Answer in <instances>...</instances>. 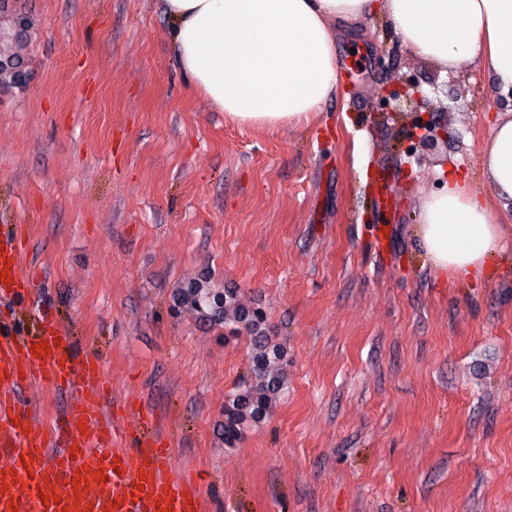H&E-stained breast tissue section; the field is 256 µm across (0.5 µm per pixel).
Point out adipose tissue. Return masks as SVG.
<instances>
[{"label":"adipose tissue","instance_id":"adipose-tissue-1","mask_svg":"<svg viewBox=\"0 0 512 512\" xmlns=\"http://www.w3.org/2000/svg\"><path fill=\"white\" fill-rule=\"evenodd\" d=\"M176 63L226 121L295 128L335 95L336 23L384 14L413 54L444 69L482 63L512 88V0H164ZM496 197L512 201V117L482 148ZM416 234L436 276L475 284L503 249L481 191L448 177L424 197Z\"/></svg>","mask_w":512,"mask_h":512}]
</instances>
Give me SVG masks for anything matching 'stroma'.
I'll return each mask as SVG.
<instances>
[{"mask_svg":"<svg viewBox=\"0 0 512 512\" xmlns=\"http://www.w3.org/2000/svg\"><path fill=\"white\" fill-rule=\"evenodd\" d=\"M161 0H0V242L26 225L32 292L167 433L209 512H512V207L479 285L415 233L439 170L486 187L506 93L444 71L385 16L338 24L335 96L277 132L190 92ZM449 87L448 149L408 156L383 98ZM207 278L266 313L288 384L225 447L250 343L180 303Z\"/></svg>","mask_w":512,"mask_h":512,"instance_id":"obj_1","label":"stroma"}]
</instances>
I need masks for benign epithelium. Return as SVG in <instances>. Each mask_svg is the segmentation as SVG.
I'll list each match as a JSON object with an SVG mask.
<instances>
[{"label": "benign epithelium", "mask_w": 512, "mask_h": 512, "mask_svg": "<svg viewBox=\"0 0 512 512\" xmlns=\"http://www.w3.org/2000/svg\"><path fill=\"white\" fill-rule=\"evenodd\" d=\"M384 120L408 117L413 152H432L448 148V125L434 119V105L416 83L401 84V89L388 95Z\"/></svg>", "instance_id": "1"}]
</instances>
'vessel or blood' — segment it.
Here are the masks:
<instances>
[{"label":"vessel or blood","mask_w":512,"mask_h":512,"mask_svg":"<svg viewBox=\"0 0 512 512\" xmlns=\"http://www.w3.org/2000/svg\"><path fill=\"white\" fill-rule=\"evenodd\" d=\"M24 230L15 226L0 244V302L24 298L36 281L22 262ZM36 333H20L0 316V512H208L191 476L172 472L171 449L150 414L128 406L137 419L134 447L118 439V413L101 363L75 359L65 327L33 306ZM46 344V355L33 345ZM76 390L63 423L48 424L18 398L27 383ZM105 481H98V474Z\"/></svg>","instance_id":"obj_1"}]
</instances>
